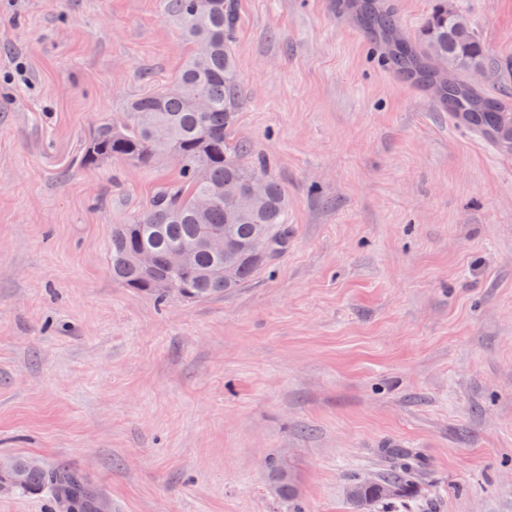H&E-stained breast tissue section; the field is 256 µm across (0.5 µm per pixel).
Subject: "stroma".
Instances as JSON below:
<instances>
[{
  "label": "stroma",
  "instance_id": "stroma-1",
  "mask_svg": "<svg viewBox=\"0 0 512 512\" xmlns=\"http://www.w3.org/2000/svg\"><path fill=\"white\" fill-rule=\"evenodd\" d=\"M420 42L438 0H388ZM233 135L288 194V247L159 305L112 227L178 173L85 167L96 122L190 52L160 0H0V460L83 474L106 512H353L385 447L428 461L389 512H512V149L386 66L337 0H238ZM512 101V0H454ZM22 82L8 81L16 64Z\"/></svg>",
  "mask_w": 512,
  "mask_h": 512
}]
</instances>
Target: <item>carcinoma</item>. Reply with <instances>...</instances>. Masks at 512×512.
I'll return each instance as SVG.
<instances>
[{"instance_id": "1", "label": "carcinoma", "mask_w": 512, "mask_h": 512, "mask_svg": "<svg viewBox=\"0 0 512 512\" xmlns=\"http://www.w3.org/2000/svg\"><path fill=\"white\" fill-rule=\"evenodd\" d=\"M161 5L179 24L192 50L170 85L129 103L119 131H113L108 119L95 126L82 163L118 159L145 167L163 153L175 158L178 180L158 188L134 223L112 229V277L154 294L160 303L172 298L206 301L240 287L288 247V200L281 185L261 167L241 163L248 150L232 136L240 98L232 49L238 0H161ZM358 8L362 25L389 45L387 59L396 70L425 86H441V100L488 139L499 143L512 135V103L486 98L456 77L460 71L481 67L485 48L471 26L460 28L466 18L448 13L445 0L434 10L421 45L394 38L398 20L381 0H361ZM198 100L206 103L205 111L196 109ZM253 178L264 181V191L242 211L237 197ZM217 189L223 193L207 207H199L198 200ZM213 230L224 231L228 249L222 255L198 246ZM259 235L265 252L256 256L250 244ZM186 245L194 246L190 261L174 274L167 266L168 254ZM142 250L154 256L150 269L134 261ZM382 454L390 460V469L381 479L349 480V496L357 507L399 496L405 482L423 466L411 448H384ZM0 479L20 490L50 489L62 512H102L98 496L74 471L14 460L0 472ZM274 490L295 495L287 469H277Z\"/></svg>"}]
</instances>
